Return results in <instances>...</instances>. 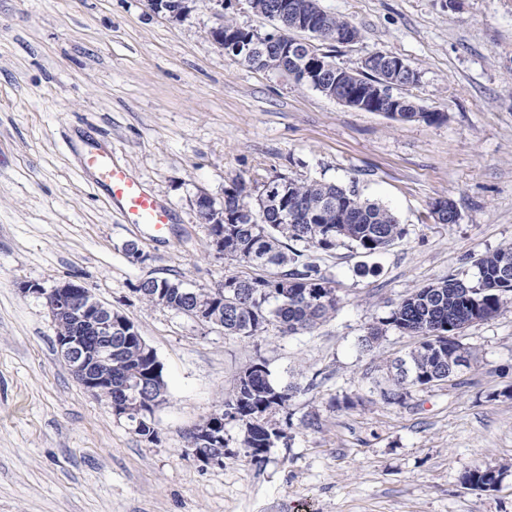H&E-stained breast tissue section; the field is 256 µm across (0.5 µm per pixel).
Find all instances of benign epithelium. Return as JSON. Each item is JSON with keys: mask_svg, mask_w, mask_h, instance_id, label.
Listing matches in <instances>:
<instances>
[{"mask_svg": "<svg viewBox=\"0 0 512 512\" xmlns=\"http://www.w3.org/2000/svg\"><path fill=\"white\" fill-rule=\"evenodd\" d=\"M149 2L154 11L167 13L170 17L181 20L190 14L195 0ZM214 18L210 36L226 54L240 59L262 55L264 68L284 71L318 90L325 89L326 77L333 70V65L324 53L309 52L303 57L300 56L301 41L289 40L288 35L279 28L273 33L243 43L224 36V10L216 11ZM262 43L274 45L275 51L264 53L260 47ZM378 59L387 71L402 75L410 82L418 81L417 71L398 57L375 52L365 59V63L369 65ZM336 84L340 85V88L337 92L330 93V96L348 108L396 117L399 113L408 111L404 101L395 94V85L386 80L368 83L356 92L351 91L341 77L336 78ZM208 198L209 195L202 193L196 199V209L207 213V216L199 217L200 223H224V210L208 205ZM22 291L45 297L55 327L58 328L64 323L69 324L70 332H57L54 342L59 359L69 368L77 382L86 391L105 399L112 409V414L128 422L132 432L147 431L150 436H157L154 413L166 402V399L157 396L162 364L137 329L131 328L132 322L104 305L89 288L76 281H60L48 290L38 284H28ZM193 315L199 322L224 326V307L220 304L197 301L194 303ZM122 335L135 337L145 350V356L152 360V365L147 370L132 369L125 383V386L131 389V393L114 395L112 337ZM191 432L197 436L200 444V447L193 451L198 461L204 464H224V413H213L203 423L191 429Z\"/></svg>", "mask_w": 512, "mask_h": 512, "instance_id": "7a95c632", "label": "benign epithelium"}]
</instances>
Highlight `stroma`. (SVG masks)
<instances>
[{
    "label": "stroma",
    "mask_w": 512,
    "mask_h": 512,
    "mask_svg": "<svg viewBox=\"0 0 512 512\" xmlns=\"http://www.w3.org/2000/svg\"><path fill=\"white\" fill-rule=\"evenodd\" d=\"M319 5L360 32L328 48L332 61L400 57L419 74L404 96L438 120L354 110L225 55L210 36L215 10L274 29L248 0H195L182 20L147 0H0V512H512V296L463 331L472 360L458 384L410 388L399 404L380 394L416 344L385 326L394 306L448 275L475 279L480 255L512 244V0ZM99 143L170 208L162 236L124 223L82 171ZM278 174L355 186L405 230L369 257L348 243L312 251L336 291L330 318L240 338L135 292L146 278L209 288L241 273L209 247L195 199ZM441 198L457 223L431 218ZM72 279L161 362L156 440L73 379L44 296L21 290ZM259 358L296 388L268 414L286 439L256 462L228 420L223 464L185 455L187 432ZM478 467L504 468L496 489L463 484Z\"/></svg>",
    "instance_id": "35a3bbf8"
}]
</instances>
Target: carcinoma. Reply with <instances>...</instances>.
I'll return each instance as SVG.
<instances>
[{
    "label": "carcinoma",
    "instance_id": "obj_1",
    "mask_svg": "<svg viewBox=\"0 0 512 512\" xmlns=\"http://www.w3.org/2000/svg\"><path fill=\"white\" fill-rule=\"evenodd\" d=\"M348 21L319 11V45H325ZM351 84L380 79L378 71L361 67L347 69ZM268 180L255 182L258 208L245 198L250 190L240 181L224 190V211L236 215L234 224H210L224 229V255L253 273L224 277L209 293L223 292L224 334L250 338L276 325L281 334H293L327 319L336 311L337 299L329 281L312 261V250L330 251L348 241L367 255L385 250L404 235L392 212L363 200L352 187L318 180L284 177L273 188ZM512 263V245L500 247L476 260L478 284L456 274L407 294L392 310L385 324L418 338L408 353L413 374L397 372L392 385L382 390L385 401L399 403L408 386L447 382L450 352L471 358L460 333L473 321L493 318L512 294V279L501 276L504 263ZM139 288H162L168 308L187 313L191 302L182 294L183 283L148 278ZM149 365L140 355L133 337H112V393L122 392L126 374L135 365ZM295 388L273 383L265 362L256 360L239 375L230 397L220 410L241 425L243 447L272 448L285 437L265 421V414L285 406Z\"/></svg>",
    "mask_w": 512,
    "mask_h": 512
}]
</instances>
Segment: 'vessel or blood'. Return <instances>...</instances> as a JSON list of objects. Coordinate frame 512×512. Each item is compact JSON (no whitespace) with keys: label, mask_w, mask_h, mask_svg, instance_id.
<instances>
[{"label":"vessel or blood","mask_w":512,"mask_h":512,"mask_svg":"<svg viewBox=\"0 0 512 512\" xmlns=\"http://www.w3.org/2000/svg\"><path fill=\"white\" fill-rule=\"evenodd\" d=\"M81 166L107 191L110 199L119 202L125 223L148 225L159 233L170 224V211L125 167L113 162L108 148L96 145L88 149Z\"/></svg>","instance_id":"b4317fda"}]
</instances>
